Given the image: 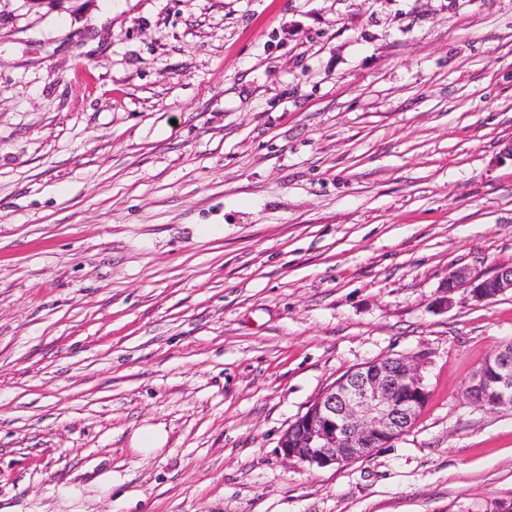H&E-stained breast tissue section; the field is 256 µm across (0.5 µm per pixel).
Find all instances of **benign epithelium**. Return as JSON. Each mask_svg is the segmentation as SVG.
<instances>
[{
    "label": "benign epithelium",
    "instance_id": "benign-epithelium-1",
    "mask_svg": "<svg viewBox=\"0 0 512 512\" xmlns=\"http://www.w3.org/2000/svg\"><path fill=\"white\" fill-rule=\"evenodd\" d=\"M449 300L466 288L477 301L512 292V266L487 278L459 269L445 283ZM467 393L489 408L512 406V351L500 350L473 374ZM429 397L419 362L412 357L371 361L327 388L282 435L283 457L310 467L344 465L370 456L414 424Z\"/></svg>",
    "mask_w": 512,
    "mask_h": 512
}]
</instances>
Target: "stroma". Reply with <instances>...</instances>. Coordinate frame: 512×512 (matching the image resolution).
Returning <instances> with one entry per match:
<instances>
[{
	"label": "stroma",
	"mask_w": 512,
	"mask_h": 512,
	"mask_svg": "<svg viewBox=\"0 0 512 512\" xmlns=\"http://www.w3.org/2000/svg\"><path fill=\"white\" fill-rule=\"evenodd\" d=\"M507 264L512 0H0V512H490ZM398 356L403 436L282 457ZM444 288L450 295L459 288H467L476 301L492 300L508 291L512 292V266H502L494 275L483 279L459 269L448 276ZM467 393L482 406H512V351L499 350L473 374ZM429 397L413 357L371 361L327 388L282 435L280 453L309 467L344 465L405 434ZM133 444V449L143 455L155 454L162 449L164 436L158 431H140L134 436Z\"/></svg>",
	"instance_id": "35a3bbf8"
}]
</instances>
